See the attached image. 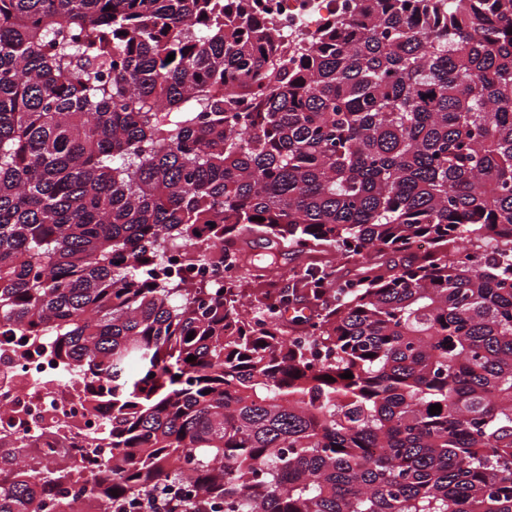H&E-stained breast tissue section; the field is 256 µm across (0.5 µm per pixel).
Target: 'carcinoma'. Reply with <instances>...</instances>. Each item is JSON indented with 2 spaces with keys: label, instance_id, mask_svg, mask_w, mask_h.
Here are the masks:
<instances>
[{
  "label": "carcinoma",
  "instance_id": "1",
  "mask_svg": "<svg viewBox=\"0 0 512 512\" xmlns=\"http://www.w3.org/2000/svg\"><path fill=\"white\" fill-rule=\"evenodd\" d=\"M273 26L0 0V328L112 405L1 459L0 512L75 476L85 512H512V0H355L290 57ZM247 236L306 258L292 293L157 274Z\"/></svg>",
  "mask_w": 512,
  "mask_h": 512
}]
</instances>
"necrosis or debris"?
Returning <instances> with one entry per match:
<instances>
[{
    "instance_id": "1",
    "label": "necrosis or debris",
    "mask_w": 512,
    "mask_h": 512,
    "mask_svg": "<svg viewBox=\"0 0 512 512\" xmlns=\"http://www.w3.org/2000/svg\"><path fill=\"white\" fill-rule=\"evenodd\" d=\"M348 0H260L276 17L277 44L292 51L302 32L315 30L321 17L340 12ZM22 337L0 334V419L18 424L20 433L44 435L52 421L68 422L72 434L59 443L58 457H72L86 433L105 422L107 409H88L78 397L77 385L66 377L45 350L21 356Z\"/></svg>"
}]
</instances>
